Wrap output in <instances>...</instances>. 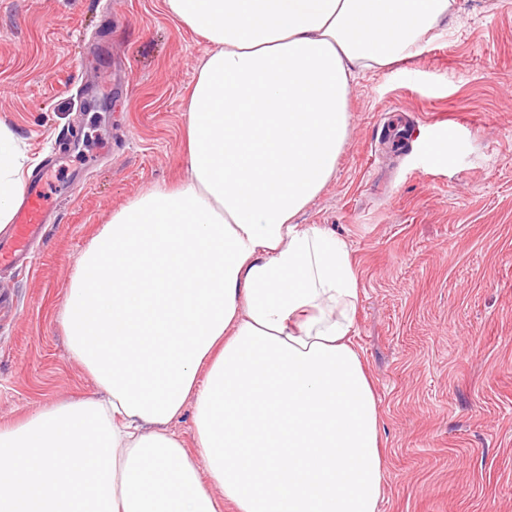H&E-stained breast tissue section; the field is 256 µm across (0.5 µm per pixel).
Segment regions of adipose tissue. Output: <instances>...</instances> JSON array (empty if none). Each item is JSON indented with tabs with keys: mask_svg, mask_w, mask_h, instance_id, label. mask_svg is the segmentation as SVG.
<instances>
[{
	"mask_svg": "<svg viewBox=\"0 0 512 512\" xmlns=\"http://www.w3.org/2000/svg\"><path fill=\"white\" fill-rule=\"evenodd\" d=\"M209 43L184 176L113 212L61 319L103 395L0 426V512H377L380 418L347 243L298 217L336 175L359 73L454 0H163ZM28 158L0 122V232ZM194 408L195 447L170 429Z\"/></svg>",
	"mask_w": 512,
	"mask_h": 512,
	"instance_id": "adipose-tissue-1",
	"label": "adipose tissue"
}]
</instances>
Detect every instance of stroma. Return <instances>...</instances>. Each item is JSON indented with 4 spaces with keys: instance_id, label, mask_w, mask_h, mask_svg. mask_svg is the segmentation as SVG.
Wrapping results in <instances>:
<instances>
[{
    "instance_id": "1",
    "label": "stroma",
    "mask_w": 512,
    "mask_h": 512,
    "mask_svg": "<svg viewBox=\"0 0 512 512\" xmlns=\"http://www.w3.org/2000/svg\"><path fill=\"white\" fill-rule=\"evenodd\" d=\"M0 0V121L39 171L75 132L32 269H0V425L98 387L69 353L70 279L114 210L184 172L186 96L208 44L163 0ZM335 178L300 221L359 278L378 512H512V0H456L416 53L360 75Z\"/></svg>"
}]
</instances>
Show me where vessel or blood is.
Masks as SVG:
<instances>
[{"instance_id":"obj_1","label":"vessel or blood","mask_w":512,"mask_h":512,"mask_svg":"<svg viewBox=\"0 0 512 512\" xmlns=\"http://www.w3.org/2000/svg\"><path fill=\"white\" fill-rule=\"evenodd\" d=\"M50 216V195L43 177L31 179L8 233L0 236V267L27 268L33 245Z\"/></svg>"}]
</instances>
